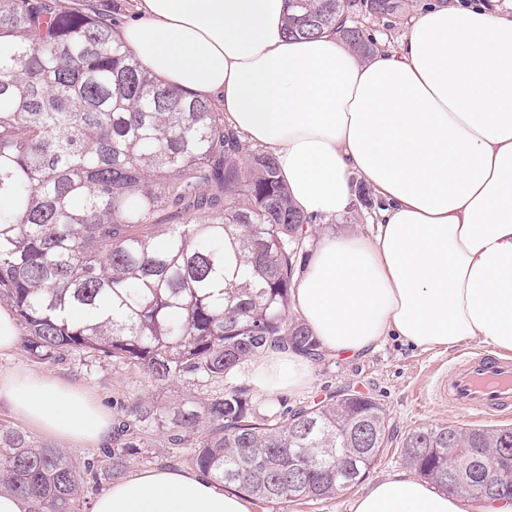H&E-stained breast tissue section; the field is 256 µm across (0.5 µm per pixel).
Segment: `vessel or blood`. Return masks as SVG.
Instances as JSON below:
<instances>
[{
	"instance_id": "b4317fda",
	"label": "vessel or blood",
	"mask_w": 512,
	"mask_h": 512,
	"mask_svg": "<svg viewBox=\"0 0 512 512\" xmlns=\"http://www.w3.org/2000/svg\"><path fill=\"white\" fill-rule=\"evenodd\" d=\"M431 395L466 414L485 418L511 414L512 357L490 351L463 356L438 378Z\"/></svg>"
}]
</instances>
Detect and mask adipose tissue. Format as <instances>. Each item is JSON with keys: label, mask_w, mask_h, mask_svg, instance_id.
<instances>
[{"label": "adipose tissue", "mask_w": 512, "mask_h": 512, "mask_svg": "<svg viewBox=\"0 0 512 512\" xmlns=\"http://www.w3.org/2000/svg\"><path fill=\"white\" fill-rule=\"evenodd\" d=\"M286 0H137L117 31L154 77L216 99L226 122L273 152L299 211L348 213L359 185L383 200L367 232L323 238L295 280L296 313L336 355L389 336L422 349L474 341L512 353V16L486 0L435 6L396 47L355 55L339 33L289 39ZM257 390L296 391L310 362L271 351ZM0 403L74 445L109 438L87 391L0 372ZM91 512H251L199 473L151 469L116 481ZM353 512H467L401 471Z\"/></svg>", "instance_id": "1"}]
</instances>
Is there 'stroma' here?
I'll return each instance as SVG.
<instances>
[{"mask_svg": "<svg viewBox=\"0 0 512 512\" xmlns=\"http://www.w3.org/2000/svg\"><path fill=\"white\" fill-rule=\"evenodd\" d=\"M438 3L439 0H409L404 16L365 22V34L375 40L398 44L410 20L428 6ZM380 207V202L368 189H361L347 215L328 224L311 225L307 249H314L324 234L366 228ZM453 355L450 349L424 350L390 336L366 356L351 358L324 354L322 359L313 361L310 382L302 390H281L265 395L256 391L252 397L273 404L279 411L309 406L344 391L375 399L388 414L394 441L384 448L367 473L366 478L371 481L404 469L397 442L413 429L436 424L474 426V419L429 395L436 369L447 366ZM0 370L28 371L87 390L116 422L127 418L135 401L166 404L188 401L200 397L204 391L203 386L188 379L160 384L141 369L118 365L82 351L66 352L51 362H37L20 345L11 352L0 354ZM148 442L147 456L127 457V476L154 468L185 469L184 460L168 448L163 435L149 434ZM356 493V488L351 487L326 500L290 501L277 505L256 499L252 502L253 512H351Z\"/></svg>", "mask_w": 512, "mask_h": 512, "instance_id": "35a3bbf8", "label": "stroma"}]
</instances>
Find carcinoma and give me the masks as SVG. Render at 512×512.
Returning <instances> with one entry per match:
<instances>
[{"instance_id": "cac0c4a2", "label": "carcinoma", "mask_w": 512, "mask_h": 512, "mask_svg": "<svg viewBox=\"0 0 512 512\" xmlns=\"http://www.w3.org/2000/svg\"><path fill=\"white\" fill-rule=\"evenodd\" d=\"M400 0H288L290 38L340 17L377 20ZM117 0H0V299L39 361L82 350L157 382L220 386L196 400L140 401L112 431V479L166 434L195 471L283 503L359 483L391 439L375 399L331 396L295 412L261 407L234 383L269 350L313 360L320 345L288 318L312 217L275 157L246 142L213 101L149 74L116 38ZM369 57L362 27L342 29ZM406 465L450 494L487 499L512 469V427H419ZM80 471L59 448L0 423V491L29 512H79Z\"/></svg>"}]
</instances>
